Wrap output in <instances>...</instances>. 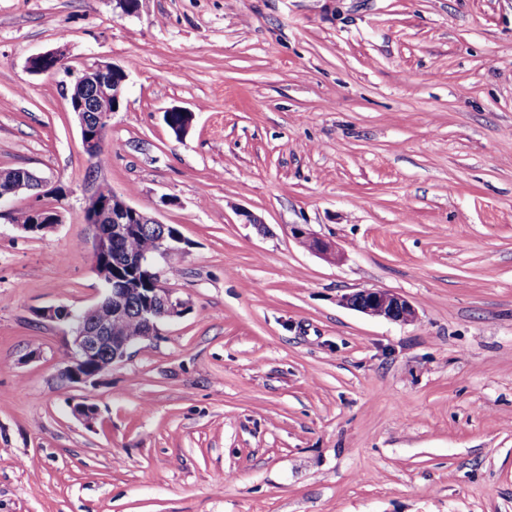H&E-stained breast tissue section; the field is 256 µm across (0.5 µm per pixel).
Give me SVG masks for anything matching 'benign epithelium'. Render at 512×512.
<instances>
[{"label":"benign epithelium","mask_w":512,"mask_h":512,"mask_svg":"<svg viewBox=\"0 0 512 512\" xmlns=\"http://www.w3.org/2000/svg\"><path fill=\"white\" fill-rule=\"evenodd\" d=\"M63 65V55L51 51L38 55L30 61L34 73H54ZM126 71L110 63H98L83 69L71 83L68 94V108L77 115L81 143L84 153L96 159L104 151L106 127L112 113L118 111L125 83ZM45 181L33 172L0 170V203L23 191L34 192L37 203L27 208L29 223L21 228L31 233H41L60 223V212L50 204H40V198L54 195L60 198L64 191L60 187L46 190ZM103 184L96 185L87 197L84 207V223L88 224L93 246V267L101 281L104 292L90 308L73 310L67 306L48 307L40 317L65 325L71 336L72 346L68 362L61 367L62 376L71 384H87L95 377L109 371L123 360L128 351L139 342L157 334L158 324L182 314L183 303L174 297L173 290L166 285L167 270L158 268V260H166L181 251L182 239L178 235L161 233L157 246L151 254L123 255L112 250V244L126 235L128 229L124 220L127 216L144 218L156 229H165L154 217L130 205L113 191L102 190ZM295 238L311 252L336 263L341 252L331 243L315 237L304 230H294ZM147 269L152 276L154 288L140 318L145 333L135 338L115 336L112 326L129 313V298L138 288L133 283H112L109 270L113 261ZM342 303L354 310L372 317L408 324L417 319L415 308L400 295L378 289H366L346 294Z\"/></svg>","instance_id":"obj_1"}]
</instances>
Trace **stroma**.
<instances>
[{
	"label": "stroma",
	"mask_w": 512,
	"mask_h": 512,
	"mask_svg": "<svg viewBox=\"0 0 512 512\" xmlns=\"http://www.w3.org/2000/svg\"><path fill=\"white\" fill-rule=\"evenodd\" d=\"M93 63L128 74L95 167ZM13 167L67 194L40 234L0 206V512H512V0H0ZM93 171L180 231L184 313L76 387L39 313L102 291ZM294 235L304 247L309 249L311 252L322 256L324 259L333 263L341 260V252L330 242H326L323 239L315 237L300 228H296L294 230ZM342 303L366 315L395 323L408 324L417 319L416 310L409 301L387 290L366 289L346 294Z\"/></svg>",
	"instance_id": "stroma-1"
}]
</instances>
